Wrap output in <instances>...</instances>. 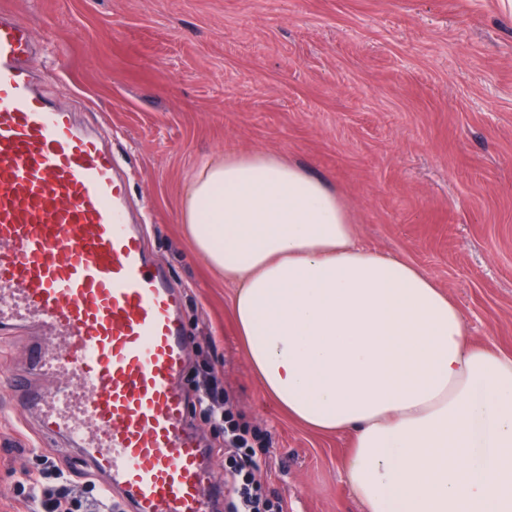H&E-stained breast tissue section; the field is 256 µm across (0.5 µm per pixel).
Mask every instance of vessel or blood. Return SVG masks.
Masks as SVG:
<instances>
[{"label": "vessel or blood", "mask_w": 512, "mask_h": 512, "mask_svg": "<svg viewBox=\"0 0 512 512\" xmlns=\"http://www.w3.org/2000/svg\"><path fill=\"white\" fill-rule=\"evenodd\" d=\"M32 32L0 12V327L37 326L36 387L15 377L43 441L63 443L133 512H211L224 487L188 424L182 296L126 216L112 149L42 89Z\"/></svg>", "instance_id": "obj_1"}]
</instances>
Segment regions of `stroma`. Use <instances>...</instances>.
<instances>
[{
  "label": "stroma",
  "mask_w": 512,
  "mask_h": 512,
  "mask_svg": "<svg viewBox=\"0 0 512 512\" xmlns=\"http://www.w3.org/2000/svg\"><path fill=\"white\" fill-rule=\"evenodd\" d=\"M33 28L45 91L112 146L131 223L183 297L188 368L220 371L285 512H362L348 436L265 397L231 314L234 286L180 222L198 162L284 156L345 201L361 245L412 262L468 337L512 352V7L505 0H0ZM31 328L0 333V512H28L37 426L9 378Z\"/></svg>",
  "instance_id": "35a3bbf8"
}]
</instances>
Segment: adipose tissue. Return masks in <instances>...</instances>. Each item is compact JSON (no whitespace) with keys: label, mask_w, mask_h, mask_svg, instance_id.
<instances>
[{"label":"adipose tissue","mask_w":512,"mask_h":512,"mask_svg":"<svg viewBox=\"0 0 512 512\" xmlns=\"http://www.w3.org/2000/svg\"><path fill=\"white\" fill-rule=\"evenodd\" d=\"M181 221L235 284L265 396L349 435L365 512H512V352L473 343L419 266L362 246L322 179L265 151L202 161Z\"/></svg>","instance_id":"obj_1"}]
</instances>
